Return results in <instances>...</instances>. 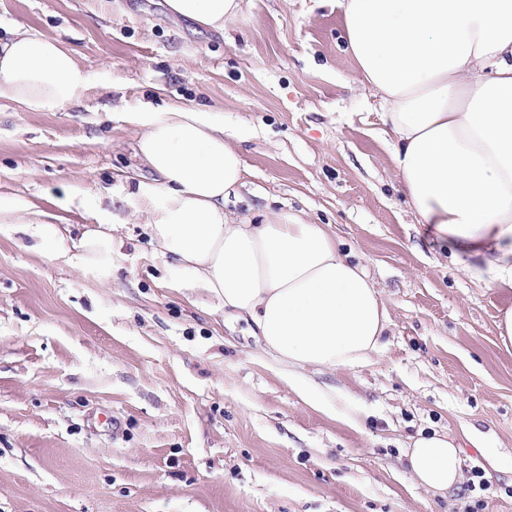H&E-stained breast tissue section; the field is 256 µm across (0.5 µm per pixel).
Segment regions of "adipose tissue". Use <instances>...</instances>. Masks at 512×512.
I'll return each instance as SVG.
<instances>
[{"label":"adipose tissue","mask_w":512,"mask_h":512,"mask_svg":"<svg viewBox=\"0 0 512 512\" xmlns=\"http://www.w3.org/2000/svg\"><path fill=\"white\" fill-rule=\"evenodd\" d=\"M344 38L359 82L378 98L392 161L409 204L433 225L456 268L489 288H512V0H341ZM169 15L219 31L242 0H165ZM87 74L58 39L15 30L0 42V98L28 112L79 101ZM138 151L161 186L140 184L139 215L179 285L254 326L287 378L314 367L367 363L389 315L361 265L326 225L289 211L261 223L230 217L245 168L224 129L202 110L169 105L133 115ZM34 204L0 196V222L38 223L44 248L61 238ZM82 264L111 266L112 227H84ZM417 484L443 493L461 480L447 435L413 439Z\"/></svg>","instance_id":"ef3b65f1"}]
</instances>
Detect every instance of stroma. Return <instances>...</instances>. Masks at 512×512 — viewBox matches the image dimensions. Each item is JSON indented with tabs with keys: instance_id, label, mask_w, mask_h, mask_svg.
<instances>
[{
	"instance_id": "1",
	"label": "stroma",
	"mask_w": 512,
	"mask_h": 512,
	"mask_svg": "<svg viewBox=\"0 0 512 512\" xmlns=\"http://www.w3.org/2000/svg\"><path fill=\"white\" fill-rule=\"evenodd\" d=\"M60 40L88 73L79 104L0 98V194L60 225L112 224L111 273L0 223V512H464L425 491L405 448L438 430L479 512H512V288L473 283L407 204L379 102L342 40L339 0H243L220 32L163 0H0V39ZM223 124L243 216L294 209L361 262L391 323L366 365L302 371L308 403L247 322L177 291L142 222L130 113L170 103Z\"/></svg>"
}]
</instances>
